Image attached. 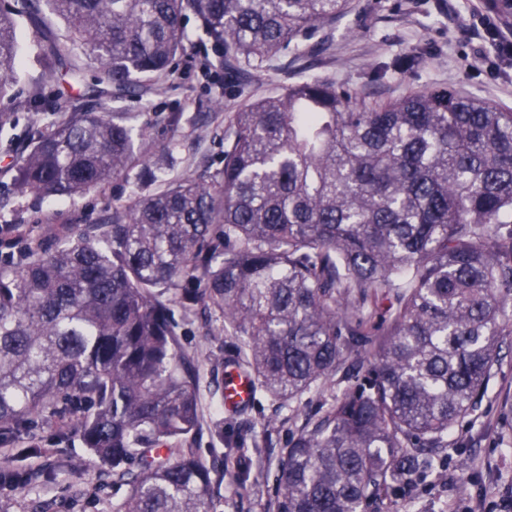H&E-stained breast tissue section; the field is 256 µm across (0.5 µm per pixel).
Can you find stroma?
Segmentation results:
<instances>
[{
	"mask_svg": "<svg viewBox=\"0 0 512 512\" xmlns=\"http://www.w3.org/2000/svg\"><path fill=\"white\" fill-rule=\"evenodd\" d=\"M17 12L19 67L12 92L21 104L0 128V262L23 263L28 248L52 251L65 234L98 231L112 211L135 195L162 189L182 175L210 176L223 166L230 117L244 104L274 96L296 81L314 79L350 86L364 96L389 102L424 89L458 93L512 109V60L482 52L475 29L488 0H349L347 14L317 37L314 49L296 57L281 53L259 68L240 64L219 72L203 70L194 17L183 22L185 50L161 90L140 79L135 94L109 100L114 112L135 117L142 137L137 160L121 177L74 197H45L17 189L14 166L32 148L31 134L44 129L54 105L34 60L45 31L65 37L64 24L45 16L33 24L22 0H5ZM224 85L216 107L208 88ZM182 351L197 369L201 425L189 448L212 470L214 512H274L281 450L312 415L353 386L350 372L338 371L323 393L290 411L268 397L242 409L224 407L222 387L238 342L217 333L215 316L202 310L174 311ZM43 452L31 469L51 470L53 482L0 490V512H112L127 485L101 474L75 435L56 418L37 431ZM426 480L388 493L364 512H512V353L498 364L473 414L448 434V447L433 458Z\"/></svg>",
	"mask_w": 512,
	"mask_h": 512,
	"instance_id": "1",
	"label": "stroma"
}]
</instances>
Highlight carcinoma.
<instances>
[{
  "label": "carcinoma",
  "mask_w": 512,
  "mask_h": 512,
  "mask_svg": "<svg viewBox=\"0 0 512 512\" xmlns=\"http://www.w3.org/2000/svg\"><path fill=\"white\" fill-rule=\"evenodd\" d=\"M63 21L42 77L99 100L169 73L194 15L204 53L260 66L302 54L349 0H24ZM16 20L0 10V126L11 120ZM14 184L74 196L126 173L134 127L61 96ZM224 167L112 213L98 234L0 265V488L52 473L39 421L75 416L89 453L129 486L113 512H213L211 471L183 443L200 426L197 377L173 306L203 304L238 340L255 390L301 404L368 362L284 448L276 512H360L422 475L421 456L477 406L512 336V110L451 90L378 104L349 86L288 85L231 117ZM391 306L381 315L376 298ZM135 459L138 470L125 464Z\"/></svg>",
  "instance_id": "1"
}]
</instances>
